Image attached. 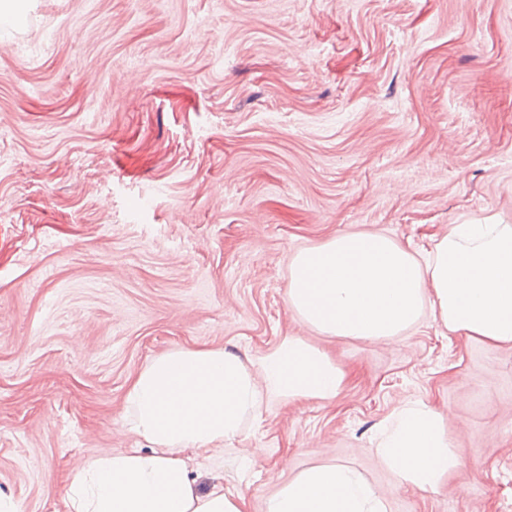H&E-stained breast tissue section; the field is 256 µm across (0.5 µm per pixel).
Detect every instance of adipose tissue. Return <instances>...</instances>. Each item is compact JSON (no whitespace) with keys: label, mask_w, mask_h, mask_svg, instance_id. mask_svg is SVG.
<instances>
[{"label":"adipose tissue","mask_w":512,"mask_h":512,"mask_svg":"<svg viewBox=\"0 0 512 512\" xmlns=\"http://www.w3.org/2000/svg\"><path fill=\"white\" fill-rule=\"evenodd\" d=\"M288 304L311 329L332 337L390 338L430 306L452 333L491 345L512 343V225L452 224L422 261L388 236L348 233L298 252ZM254 373L237 354L176 349L153 358L128 391L130 431L148 450L91 457L66 480L68 512H244L242 496L200 490L193 458L241 433L265 398L336 397L345 374L300 336L282 338ZM378 453L400 482L423 490L463 462L443 418L404 406L378 438ZM265 512H385L369 484L329 464L304 470Z\"/></svg>","instance_id":"obj_1"}]
</instances>
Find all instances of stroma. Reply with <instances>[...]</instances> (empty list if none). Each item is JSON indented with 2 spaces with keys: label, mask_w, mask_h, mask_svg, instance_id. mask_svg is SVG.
Segmentation results:
<instances>
[{
  "label": "stroma",
  "mask_w": 512,
  "mask_h": 512,
  "mask_svg": "<svg viewBox=\"0 0 512 512\" xmlns=\"http://www.w3.org/2000/svg\"><path fill=\"white\" fill-rule=\"evenodd\" d=\"M512 224V0H23L0 25V497L67 512L70 471L144 447L132 378L179 348L252 365L286 336L345 373L271 399L203 466L247 512L341 464L386 512H512V344L328 337L289 308L305 247L420 255ZM408 402L464 462L436 490L377 453Z\"/></svg>",
  "instance_id": "1"
}]
</instances>
